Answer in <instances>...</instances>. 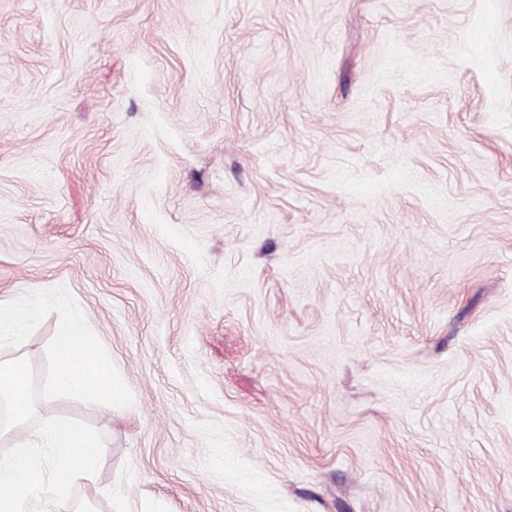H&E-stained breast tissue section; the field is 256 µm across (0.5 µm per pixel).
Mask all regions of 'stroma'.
Returning a JSON list of instances; mask_svg holds the SVG:
<instances>
[{"instance_id": "35a3bbf8", "label": "stroma", "mask_w": 512, "mask_h": 512, "mask_svg": "<svg viewBox=\"0 0 512 512\" xmlns=\"http://www.w3.org/2000/svg\"><path fill=\"white\" fill-rule=\"evenodd\" d=\"M58 286L133 403L42 405L107 448L42 512H512V0H0V300Z\"/></svg>"}]
</instances>
